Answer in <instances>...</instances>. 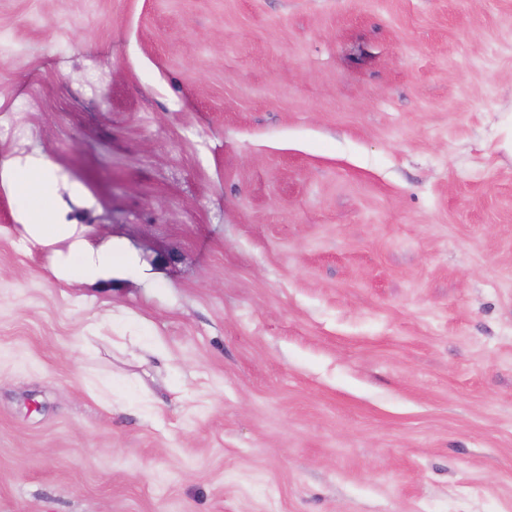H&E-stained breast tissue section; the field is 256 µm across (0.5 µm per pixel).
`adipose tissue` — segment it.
Listing matches in <instances>:
<instances>
[{"mask_svg":"<svg viewBox=\"0 0 512 512\" xmlns=\"http://www.w3.org/2000/svg\"><path fill=\"white\" fill-rule=\"evenodd\" d=\"M56 171L41 156L0 155V186L16 202L17 218L26 242L39 247L56 281L95 283L137 267L123 244L92 240L86 229L66 223L53 197Z\"/></svg>","mask_w":512,"mask_h":512,"instance_id":"1","label":"adipose tissue"}]
</instances>
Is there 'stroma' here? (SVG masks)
Returning <instances> with one entry per match:
<instances>
[{
    "label": "stroma",
    "instance_id": "obj_1",
    "mask_svg": "<svg viewBox=\"0 0 512 512\" xmlns=\"http://www.w3.org/2000/svg\"><path fill=\"white\" fill-rule=\"evenodd\" d=\"M0 154V512H512V0H0ZM56 171L42 156L0 155V183L16 202L26 242L42 250L56 281L95 283L137 268L119 241L92 240L83 226L66 223L53 197Z\"/></svg>",
    "mask_w": 512,
    "mask_h": 512
}]
</instances>
